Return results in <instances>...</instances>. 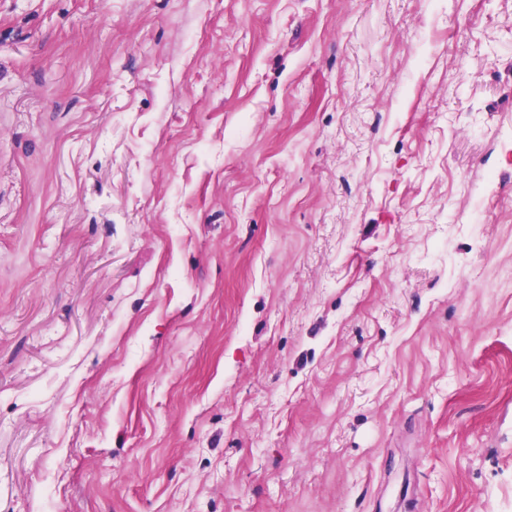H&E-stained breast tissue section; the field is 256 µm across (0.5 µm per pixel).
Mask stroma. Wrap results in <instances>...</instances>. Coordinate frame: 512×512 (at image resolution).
Segmentation results:
<instances>
[{
	"instance_id": "stroma-1",
	"label": "stroma",
	"mask_w": 512,
	"mask_h": 512,
	"mask_svg": "<svg viewBox=\"0 0 512 512\" xmlns=\"http://www.w3.org/2000/svg\"><path fill=\"white\" fill-rule=\"evenodd\" d=\"M0 512H512V0H0Z\"/></svg>"
}]
</instances>
